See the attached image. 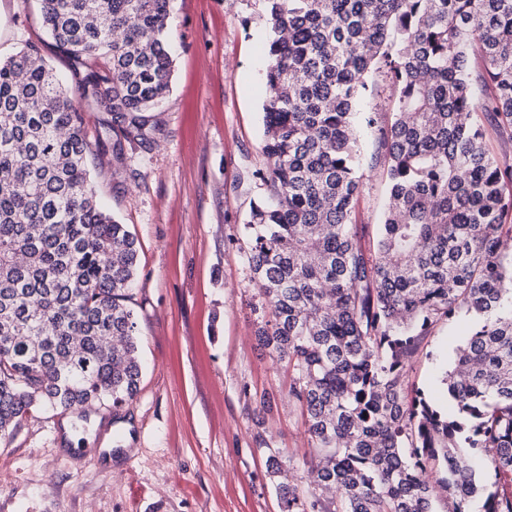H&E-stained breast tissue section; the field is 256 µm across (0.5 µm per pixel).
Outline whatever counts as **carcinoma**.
<instances>
[{"mask_svg":"<svg viewBox=\"0 0 512 512\" xmlns=\"http://www.w3.org/2000/svg\"><path fill=\"white\" fill-rule=\"evenodd\" d=\"M71 61L61 79L29 44L0 59V437L39 408L137 394L128 305L138 249L97 200L86 112L145 148L169 94V0H38ZM269 29L262 180L251 206L256 338L292 371L312 439L306 494L266 460L281 512H512V162L481 113L512 126V0H253ZM396 96L378 141L389 184L374 258L355 242L356 112ZM477 316L442 410L404 382L433 322ZM494 472L492 485L476 477Z\"/></svg>","mask_w":512,"mask_h":512,"instance_id":"1","label":"carcinoma"}]
</instances>
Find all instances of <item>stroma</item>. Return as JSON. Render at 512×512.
<instances>
[{
  "label": "stroma",
  "mask_w": 512,
  "mask_h": 512,
  "mask_svg": "<svg viewBox=\"0 0 512 512\" xmlns=\"http://www.w3.org/2000/svg\"><path fill=\"white\" fill-rule=\"evenodd\" d=\"M269 33L247 0H170L172 89L147 148L123 165L96 160L93 185L139 247L130 306L142 375L133 400L73 413L37 409L0 438V512H280L266 475L279 457L310 490L311 438L289 395L291 376L262 348L264 319L244 223L266 195L262 104ZM40 47L59 74L68 61L41 28L37 0H0V57ZM362 138L356 242L371 252L388 200ZM475 318L458 312L422 339L405 388L447 407L454 350ZM273 396L271 411L259 405Z\"/></svg>",
  "instance_id": "35a3bbf8"
}]
</instances>
